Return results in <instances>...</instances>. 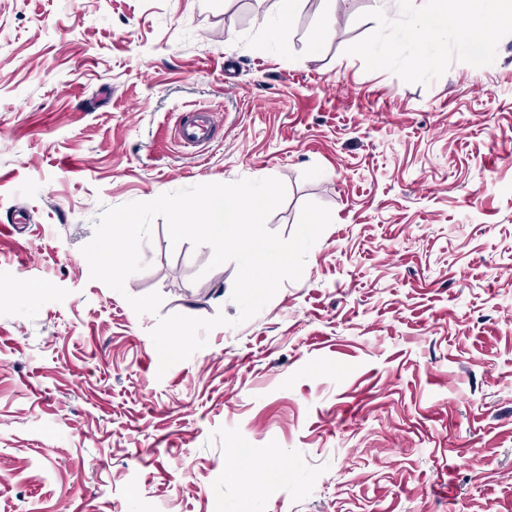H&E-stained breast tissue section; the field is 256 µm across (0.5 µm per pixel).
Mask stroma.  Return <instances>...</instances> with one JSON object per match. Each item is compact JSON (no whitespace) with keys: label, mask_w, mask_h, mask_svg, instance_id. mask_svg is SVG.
I'll list each match as a JSON object with an SVG mask.
<instances>
[{"label":"stroma","mask_w":512,"mask_h":512,"mask_svg":"<svg viewBox=\"0 0 512 512\" xmlns=\"http://www.w3.org/2000/svg\"><path fill=\"white\" fill-rule=\"evenodd\" d=\"M275 7L0 0V512H512V35L408 84L346 52L376 0L323 42L305 0L281 45ZM194 109L217 128L185 148ZM261 176L270 230L309 201L331 224L159 373V318L236 317L237 267L158 217L117 293L81 252L98 216Z\"/></svg>","instance_id":"obj_1"}]
</instances>
